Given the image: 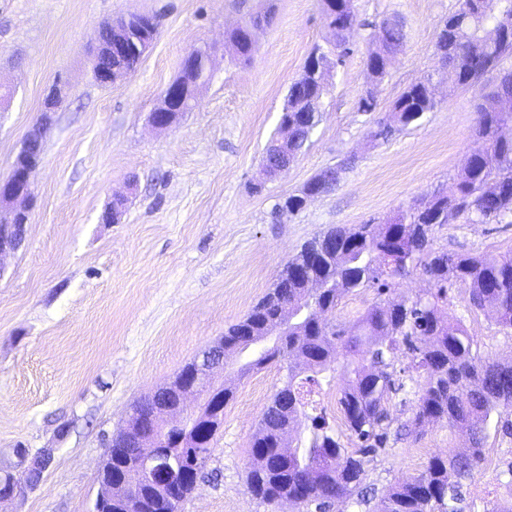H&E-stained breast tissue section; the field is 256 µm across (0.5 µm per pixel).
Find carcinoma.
<instances>
[{"label":"carcinoma","mask_w":512,"mask_h":512,"mask_svg":"<svg viewBox=\"0 0 512 512\" xmlns=\"http://www.w3.org/2000/svg\"><path fill=\"white\" fill-rule=\"evenodd\" d=\"M327 29L325 46L315 47L318 74L304 65L288 91L280 122L294 126L282 150L299 157L322 121L323 98L333 71L350 53L359 23L353 0H320ZM234 55L246 64L256 44L240 31L230 35ZM405 44L397 17L379 25L366 58V83L379 84L388 74V61ZM446 69L441 82L448 90L476 86L485 66L498 68L502 78L481 88L474 135L483 150L464 159L460 172L444 188L411 200L381 224L336 226L306 241L283 266L274 288L240 321L224 331V352L245 354L239 368L245 375L277 361L288 362L284 385L273 395L252 437L247 489L265 503L286 500L298 512H330L340 499L357 495L366 502L362 484L367 464L385 450L389 438L419 434L429 422L448 424L468 446L448 448L430 458L424 471L391 487L379 512H465L462 488L483 459L490 431L512 436V361L482 360L472 352L474 338L448 311V290L468 292L470 306L492 308L497 325L512 335V248L480 254L451 255L433 245L436 230L451 218L466 224H505L512 219V69L502 67L512 55V0H490L489 11H454L437 34L436 50ZM430 77L411 84L369 133L373 142L386 143L404 128L433 112L438 100L429 92ZM351 163L347 157L302 189L313 196L332 191ZM304 206L301 195H289L275 205L274 214H295ZM417 271L431 288L413 297H391L397 280ZM361 289L376 292V301L349 325H336V307L346 295ZM288 319V334L274 344L268 335ZM343 352L342 363L336 355ZM410 364L396 368L400 353ZM339 369L343 384L337 400L343 424L354 449L343 446L326 417L316 412L318 376ZM411 391L412 416L394 423L386 407L392 393ZM235 391L224 387L218 413L204 427L205 440L178 459L160 458L155 464L178 472L179 460L190 452L202 464L210 459L222 424L224 407ZM137 431L112 443L110 478L124 468ZM34 471L18 463L0 469V488ZM167 489L158 484L130 487L112 496V512H158Z\"/></svg>","instance_id":"1"}]
</instances>
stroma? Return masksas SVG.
<instances>
[{"mask_svg":"<svg viewBox=\"0 0 512 512\" xmlns=\"http://www.w3.org/2000/svg\"><path fill=\"white\" fill-rule=\"evenodd\" d=\"M457 4L355 0L361 28L334 72L320 124L288 171L256 193L288 88L325 35L319 0H274L247 64L232 60L224 33L262 11L264 0H0V82L14 89L0 112V178L39 122L45 97L54 90L61 99L32 174L27 240L6 258L0 280V467L20 445L53 449L54 458L38 485L0 503V512H90L104 440L127 424L133 402L168 384L244 317L305 241L334 226L385 221L460 171L477 145L475 89L439 87V107L419 125L384 144L368 138L409 84L438 74L433 43ZM128 13L156 16L158 36L129 78L105 88L92 76L89 50L103 23ZM393 16L404 24L405 46L377 88L376 111H359L369 37ZM205 44L218 48L213 82L193 111L153 128L147 117L162 90L187 50ZM350 155L355 163L334 190L273 219L281 197ZM123 193L121 222L103 223L105 207ZM434 244L452 254L506 250L512 224L453 219ZM449 299L481 357L512 358V338L491 310L471 309L461 288ZM242 363L226 359L220 378L235 396L181 512H293L246 487L253 434L286 372L274 363L242 377ZM462 445L442 424L391 442L367 465L369 503L340 500L332 512H377L391 486ZM510 461L512 438L490 434L463 487L466 512L506 496Z\"/></svg>","mask_w":512,"mask_h":512,"instance_id":"35a3bbf8","label":"stroma"}]
</instances>
